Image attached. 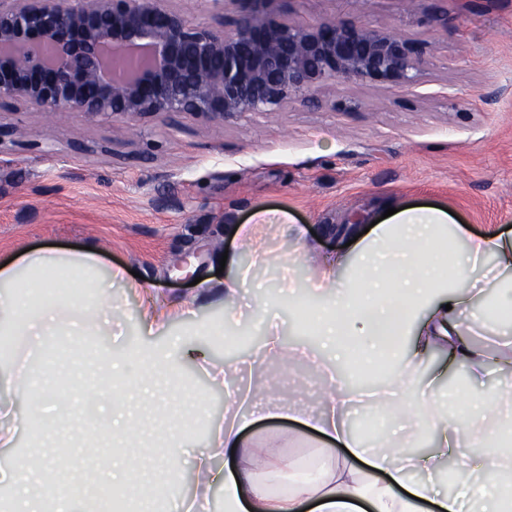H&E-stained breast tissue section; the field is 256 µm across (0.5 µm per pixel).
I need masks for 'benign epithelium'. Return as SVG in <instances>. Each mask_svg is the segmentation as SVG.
Masks as SVG:
<instances>
[{"instance_id": "benign-epithelium-1", "label": "benign epithelium", "mask_w": 512, "mask_h": 512, "mask_svg": "<svg viewBox=\"0 0 512 512\" xmlns=\"http://www.w3.org/2000/svg\"><path fill=\"white\" fill-rule=\"evenodd\" d=\"M211 2L215 27L163 0H0V100L88 120L188 114L222 129L293 97L317 106L336 82L408 88L430 53L356 20L296 23L288 0Z\"/></svg>"}]
</instances>
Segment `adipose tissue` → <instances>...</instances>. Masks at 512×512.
<instances>
[{
    "mask_svg": "<svg viewBox=\"0 0 512 512\" xmlns=\"http://www.w3.org/2000/svg\"><path fill=\"white\" fill-rule=\"evenodd\" d=\"M311 278L302 304L309 307L313 334L327 348L318 355L302 345H288L273 323L260 321L263 359L306 360L316 365L324 385L318 405L303 407L292 396L270 401L272 389L262 371L241 361L217 365L204 350H186V358L213 383L225 390L224 422L215 426L195 465L199 486L214 477L224 484L225 512H301L306 502L315 512H360L359 502L371 512H420L422 502L433 501L438 512H467L475 503L481 512H512V489L502 476L512 475V455L491 444V437L512 421V384L489 396H461L466 409V432H459L448 416V405L437 394L443 371L425 373L423 364L440 357L448 366L464 367L477 382L488 366V349L475 344L478 336L495 340L498 365L512 372V325L503 324L494 308H512V228L491 226L471 232L438 206L410 207L377 222L368 232L343 231L334 253L307 248ZM68 276L70 293H58L61 276ZM125 277L122 268L104 267L98 249L35 250L0 259V388L11 391L0 414L23 412L33 421L74 418L111 409L112 423L125 437L136 434L138 419L126 404L143 395L141 381L122 390L104 387L78 402L60 394L82 369L65 350L46 352L42 340L64 337L83 342L102 333L105 315L112 312L110 281ZM349 338L391 354L396 368L386 381L362 392L339 374L338 344ZM64 362L54 381H46L34 363L38 354ZM144 372L161 377L167 394H155L150 404L156 415L167 414L185 387L166 350L140 356ZM388 410L399 435L368 444L348 429L352 406ZM296 414L321 436L345 447L342 455L327 454L317 473L301 475L296 464L281 454L291 434L276 433L265 440L247 437L254 416L268 420ZM425 452H412L419 437ZM483 446L480 459L468 449ZM178 443L167 456L153 458L155 477L150 493L131 483L125 474L112 476L119 500L141 498L142 512H167L179 470ZM225 456L223 475L213 460ZM61 452L48 454L38 466L9 462L0 457V482L16 489L35 486L41 512H89L80 505L74 488L53 478ZM454 466L464 480L459 489L438 494L434 475Z\"/></svg>",
    "mask_w": 512,
    "mask_h": 512,
    "instance_id": "adipose-tissue-1",
    "label": "adipose tissue"
}]
</instances>
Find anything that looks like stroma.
I'll list each match as a JSON object with an SVG mask.
<instances>
[{"label":"stroma","mask_w":512,"mask_h":512,"mask_svg":"<svg viewBox=\"0 0 512 512\" xmlns=\"http://www.w3.org/2000/svg\"><path fill=\"white\" fill-rule=\"evenodd\" d=\"M289 9L300 23L358 19L422 38L432 62L405 90L339 84L322 91L318 108L295 99L220 130L186 114L126 124L0 102V255L92 244L105 263L129 270L112 286L128 319L121 335L99 340L127 358V371L137 368L130 351L147 340L136 318L148 296L192 310L147 340L155 346L169 333L197 343L195 326L223 320L216 271L227 250L250 263L230 229L257 224L258 212L305 226L321 251L333 249L337 226L372 223L389 202L444 207L475 233L512 225V0H291ZM432 10L447 14V25L427 22ZM14 129L22 138L10 139ZM287 224L258 225L275 262L255 270L248 294L279 315L287 342L313 346L280 286L288 261L296 289L310 274ZM201 276L210 287L195 285ZM185 378L190 393L167 417L134 405L141 435L131 448L90 419L46 426L35 439L17 418L4 423L18 427V451L35 459L77 429L92 433V444L69 449L63 475L96 507L110 492L113 462L158 454L192 403L208 422L223 421V391L196 368Z\"/></svg>","instance_id":"1"}]
</instances>
